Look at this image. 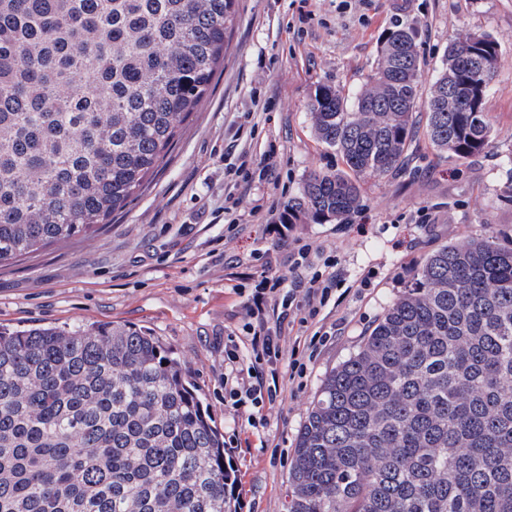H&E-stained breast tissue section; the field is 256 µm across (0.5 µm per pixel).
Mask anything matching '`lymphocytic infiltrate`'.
Here are the masks:
<instances>
[{
	"instance_id": "obj_1",
	"label": "lymphocytic infiltrate",
	"mask_w": 512,
	"mask_h": 512,
	"mask_svg": "<svg viewBox=\"0 0 512 512\" xmlns=\"http://www.w3.org/2000/svg\"><path fill=\"white\" fill-rule=\"evenodd\" d=\"M287 274L264 268L258 288L246 311L255 319L250 335L228 337L224 344V408L249 427L265 424L269 412L284 404V382L276 364L287 360V380L302 378L307 371L306 352H317L331 337L312 325L341 282L333 272V257H326L327 275L313 272L312 247L294 240ZM293 338H286V331Z\"/></svg>"
}]
</instances>
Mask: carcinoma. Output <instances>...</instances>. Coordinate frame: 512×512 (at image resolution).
I'll return each mask as SVG.
<instances>
[{"label": "carcinoma", "mask_w": 512, "mask_h": 512, "mask_svg": "<svg viewBox=\"0 0 512 512\" xmlns=\"http://www.w3.org/2000/svg\"><path fill=\"white\" fill-rule=\"evenodd\" d=\"M235 0H0V264L112 222L164 168L224 62ZM394 24L352 97L316 87L314 171L293 221H341L425 124L458 160L491 146L500 45L460 32L422 87ZM487 55L480 70L470 53ZM455 94L448 95V87ZM224 442L180 362L121 324L0 330V512H230ZM284 512H512V246L428 254L300 429Z\"/></svg>", "instance_id": "carcinoma-1"}]
</instances>
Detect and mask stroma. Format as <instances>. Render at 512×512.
Returning a JSON list of instances; mask_svg holds the SVG:
<instances>
[{"label": "stroma", "mask_w": 512, "mask_h": 512, "mask_svg": "<svg viewBox=\"0 0 512 512\" xmlns=\"http://www.w3.org/2000/svg\"><path fill=\"white\" fill-rule=\"evenodd\" d=\"M398 21L422 34L426 86L456 33L498 40L487 103L492 146L457 160L417 135L406 169L365 179L361 206L345 220L289 225V238L337 256L347 292L325 323L342 330L265 428H236L224 412V339L247 334L245 303L263 265L288 272L289 252L273 225L289 198L311 172L342 166L316 140L308 105L321 83L357 92L381 34ZM250 112L258 130L246 147L255 162L287 174L285 192L236 182L235 134ZM511 168L512 0H238L224 68L165 168L99 235L0 267V326L114 322L147 329L172 349L220 433L238 432L233 458L247 502L242 512H283L295 440L323 381L358 350L419 262L471 238L512 243V205L500 201ZM262 197L276 199V215L238 223L239 212ZM368 270L373 285L358 291L354 283Z\"/></svg>", "instance_id": "obj_1"}]
</instances>
